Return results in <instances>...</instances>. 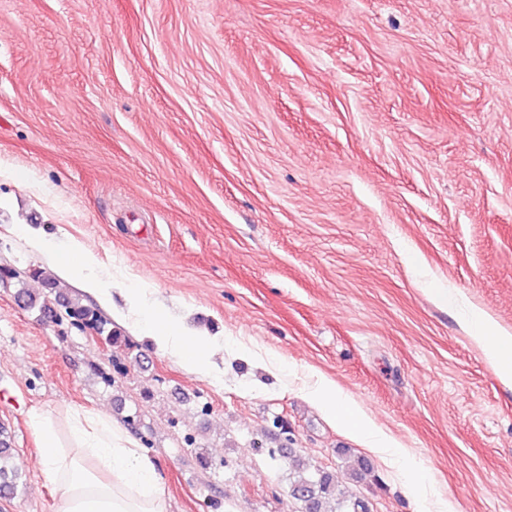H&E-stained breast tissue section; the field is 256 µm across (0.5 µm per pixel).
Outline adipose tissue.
<instances>
[{
  "label": "adipose tissue",
  "mask_w": 512,
  "mask_h": 512,
  "mask_svg": "<svg viewBox=\"0 0 512 512\" xmlns=\"http://www.w3.org/2000/svg\"><path fill=\"white\" fill-rule=\"evenodd\" d=\"M17 231L34 249L53 252L64 277L78 281L100 301L111 302L112 284L99 275L94 251L74 240L55 244L41 229L27 224L18 225ZM124 296L128 314L135 316L157 351L177 356L195 374L210 375L221 343L171 324L146 289L132 285ZM463 318L486 358L511 378L512 334L473 307ZM308 394L326 411L341 412L374 452L401 469L418 512H450L452 505L446 500L431 502L427 476L408 450L350 403L335 383L319 378ZM32 422L42 447L40 463L55 483L54 512H166L164 487L153 463L106 415L74 410L61 424L52 414L37 412Z\"/></svg>",
  "instance_id": "1"
}]
</instances>
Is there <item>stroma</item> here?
Returning a JSON list of instances; mask_svg holds the SVG:
<instances>
[{
  "label": "stroma",
  "mask_w": 512,
  "mask_h": 512,
  "mask_svg": "<svg viewBox=\"0 0 512 512\" xmlns=\"http://www.w3.org/2000/svg\"><path fill=\"white\" fill-rule=\"evenodd\" d=\"M83 241L177 325L224 340L187 371L54 323L0 278V428L53 512L31 415L94 409L146 453L167 512H300L288 453L370 512L401 472L307 395L319 376L396 438L454 512H512V381L462 324L512 332V0H0V267L95 299L15 225ZM124 363L104 386L94 369ZM290 448L258 449L274 417Z\"/></svg>",
  "instance_id": "stroma-1"
}]
</instances>
